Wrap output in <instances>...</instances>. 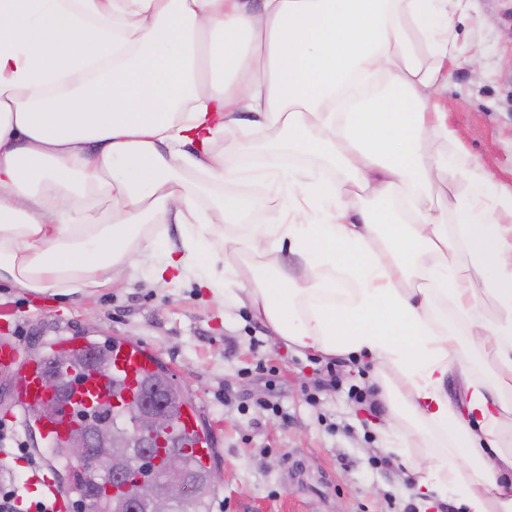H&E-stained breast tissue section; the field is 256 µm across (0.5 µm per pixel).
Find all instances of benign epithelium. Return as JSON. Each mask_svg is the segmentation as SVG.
<instances>
[{
    "label": "benign epithelium",
    "instance_id": "obj_1",
    "mask_svg": "<svg viewBox=\"0 0 512 512\" xmlns=\"http://www.w3.org/2000/svg\"><path fill=\"white\" fill-rule=\"evenodd\" d=\"M72 365L69 354H57L56 373L45 377V387L50 394L56 397L58 386L70 387L78 382V377L72 373ZM98 408L100 405L91 401L86 409L76 407L72 410L78 425L65 444V452L78 468L90 475L106 472L115 485L134 480L139 486L138 500L128 504L125 512H171L174 502H187L194 483L181 453L167 452L166 479L161 480L155 475L152 448L162 445L163 436L172 423V416L164 411L161 398L155 394L140 396L132 425L120 433V446L132 455L129 460L107 448L112 421Z\"/></svg>",
    "mask_w": 512,
    "mask_h": 512
}]
</instances>
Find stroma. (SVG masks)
<instances>
[{
    "instance_id": "obj_1",
    "label": "stroma",
    "mask_w": 512,
    "mask_h": 512,
    "mask_svg": "<svg viewBox=\"0 0 512 512\" xmlns=\"http://www.w3.org/2000/svg\"><path fill=\"white\" fill-rule=\"evenodd\" d=\"M458 13L450 122L462 147L511 189L512 0H463ZM71 336L135 342L181 385L214 437L211 468L221 480L210 512H462L427 505L402 484L403 460L385 451L377 430L387 410L368 359L287 348L248 305L216 303L194 279L165 288L141 269L117 286L68 297L0 281V338L17 345L19 366ZM16 377L0 369V446H24L66 488L70 476L37 426L13 421L25 413Z\"/></svg>"
}]
</instances>
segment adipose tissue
<instances>
[{"mask_svg":"<svg viewBox=\"0 0 512 512\" xmlns=\"http://www.w3.org/2000/svg\"><path fill=\"white\" fill-rule=\"evenodd\" d=\"M455 25L448 0H0V280L109 288L179 225L156 282L367 357L415 493L512 512V191L448 123ZM288 153L323 170L282 201ZM254 156L263 191L224 192Z\"/></svg>","mask_w":512,"mask_h":512,"instance_id":"1","label":"adipose tissue"}]
</instances>
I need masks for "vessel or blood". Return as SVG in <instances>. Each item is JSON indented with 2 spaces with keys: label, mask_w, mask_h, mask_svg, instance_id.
<instances>
[{
  "label": "vessel or blood",
  "mask_w": 512,
  "mask_h": 512,
  "mask_svg": "<svg viewBox=\"0 0 512 512\" xmlns=\"http://www.w3.org/2000/svg\"><path fill=\"white\" fill-rule=\"evenodd\" d=\"M109 352L111 360L108 366L85 365L79 370L80 376L85 379V388L96 390L101 404L104 405L112 404L118 398L131 397L138 380L154 372L157 365L154 354L131 342L113 341ZM44 377L45 367L42 363H31L21 369L15 385L20 405L46 401ZM39 428L45 437L60 444L66 440L71 422L67 416L53 412L43 419ZM176 430L187 438L188 448L195 462L209 466L213 455V442L202 434L195 407H182Z\"/></svg>",
  "instance_id": "vessel-or-blood-1"
}]
</instances>
